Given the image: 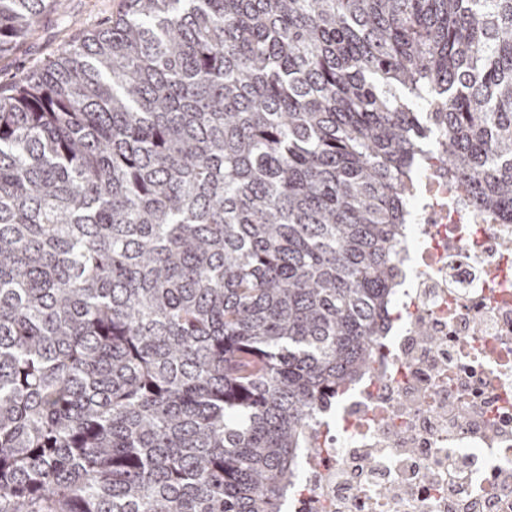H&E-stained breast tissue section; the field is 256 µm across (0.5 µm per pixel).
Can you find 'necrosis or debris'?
<instances>
[{
    "label": "necrosis or debris",
    "instance_id": "1",
    "mask_svg": "<svg viewBox=\"0 0 512 512\" xmlns=\"http://www.w3.org/2000/svg\"><path fill=\"white\" fill-rule=\"evenodd\" d=\"M427 164L374 370L319 413L286 512H512V224Z\"/></svg>",
    "mask_w": 512,
    "mask_h": 512
}]
</instances>
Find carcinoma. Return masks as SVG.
<instances>
[{
  "label": "carcinoma",
  "mask_w": 512,
  "mask_h": 512,
  "mask_svg": "<svg viewBox=\"0 0 512 512\" xmlns=\"http://www.w3.org/2000/svg\"><path fill=\"white\" fill-rule=\"evenodd\" d=\"M122 2L0 84V512H275L429 147L512 224V0Z\"/></svg>",
  "instance_id": "cac0c4a2"
}]
</instances>
